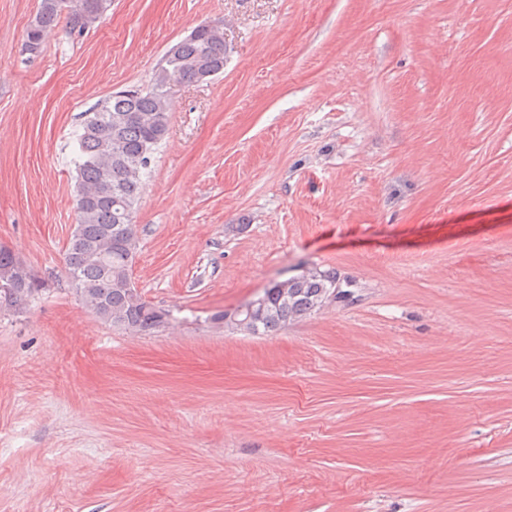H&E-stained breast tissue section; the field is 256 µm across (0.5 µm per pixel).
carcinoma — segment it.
Returning <instances> with one entry per match:
<instances>
[{
	"instance_id": "1",
	"label": "carcinoma",
	"mask_w": 512,
	"mask_h": 512,
	"mask_svg": "<svg viewBox=\"0 0 512 512\" xmlns=\"http://www.w3.org/2000/svg\"><path fill=\"white\" fill-rule=\"evenodd\" d=\"M112 0H39L21 46L42 52L46 34L64 25L81 36L99 24ZM224 35L205 32L182 44L167 79L152 78L147 89L116 92L85 113L76 136V228L65 253L64 273L82 302L100 319L138 334H150L167 321L161 309L143 299L132 282L138 250L135 205L150 165L169 133V98L175 86L193 81L202 63L224 62ZM341 277L333 270L306 271L275 282L264 291L263 313L245 316L249 334H267L321 308ZM41 283L8 249L0 247V312L27 304Z\"/></svg>"
}]
</instances>
